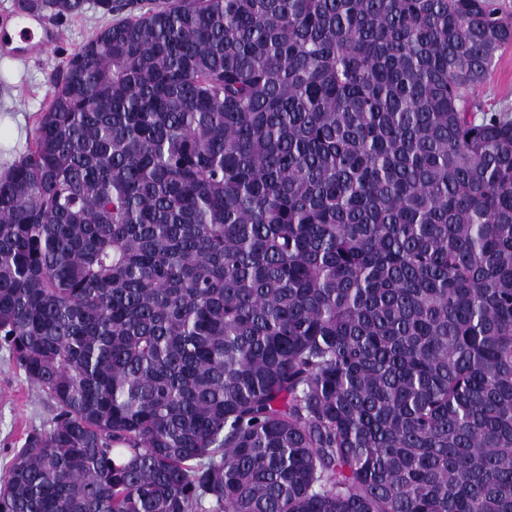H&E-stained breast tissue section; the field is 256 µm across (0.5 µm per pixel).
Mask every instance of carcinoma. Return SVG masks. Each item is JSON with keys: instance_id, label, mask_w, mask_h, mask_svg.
Returning <instances> with one entry per match:
<instances>
[{"instance_id": "obj_1", "label": "carcinoma", "mask_w": 512, "mask_h": 512, "mask_svg": "<svg viewBox=\"0 0 512 512\" xmlns=\"http://www.w3.org/2000/svg\"><path fill=\"white\" fill-rule=\"evenodd\" d=\"M143 2L15 0L109 22L0 178V512H512V16ZM476 95L484 101L487 108H499L504 103L512 105V47L500 53ZM52 408L20 371L11 354L0 347V475L28 432L45 426Z\"/></svg>"}]
</instances>
